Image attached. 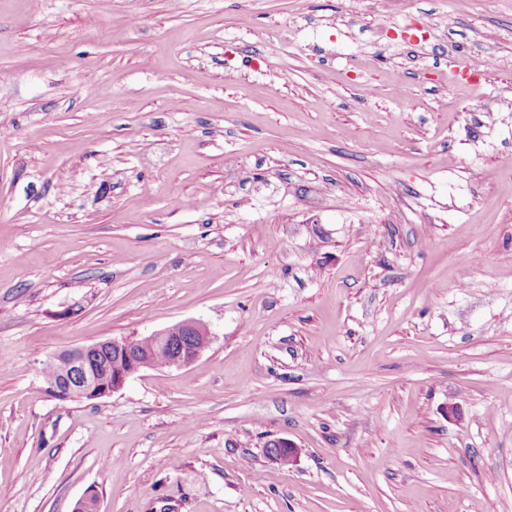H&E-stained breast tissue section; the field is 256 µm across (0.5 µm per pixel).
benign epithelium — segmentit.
Returning a JSON list of instances; mask_svg holds the SVG:
<instances>
[{"instance_id": "obj_1", "label": "benign epithelium", "mask_w": 512, "mask_h": 512, "mask_svg": "<svg viewBox=\"0 0 512 512\" xmlns=\"http://www.w3.org/2000/svg\"><path fill=\"white\" fill-rule=\"evenodd\" d=\"M149 339L169 349L165 367L181 368L195 361L211 342L209 330L200 322L185 320L159 330ZM112 348L116 358L112 364V384L102 385L95 379V357L101 348ZM59 381L51 387L57 397L100 398L119 391L126 381L141 369L137 343L127 339H107L89 346L65 349L53 356ZM267 454L282 465H291L298 450L286 439L267 442Z\"/></svg>"}]
</instances>
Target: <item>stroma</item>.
Returning a JSON list of instances; mask_svg holds the SVG:
<instances>
[{"label": "stroma", "instance_id": "1", "mask_svg": "<svg viewBox=\"0 0 512 512\" xmlns=\"http://www.w3.org/2000/svg\"><path fill=\"white\" fill-rule=\"evenodd\" d=\"M1 100L0 512H512V0H0ZM151 339L156 344L169 349L165 367L181 368L195 361L211 342L209 330L200 322L185 320L159 330L152 335L137 340L142 347L153 353ZM203 339V345L199 344ZM103 345H108L112 349H102L101 351ZM137 346L134 341L112 338L89 346L62 350L52 357L58 366V383L52 386L58 379L57 368L53 360L48 361L43 367L44 379L48 387L52 386L50 389L57 397L100 398L111 395L119 391L126 381L140 369L164 368L163 361L167 354L166 351L154 353L153 359L141 368L142 363ZM98 352L99 357L96 362L99 368L96 375L101 382L110 380V374L107 371L108 364L112 362V357L116 358L114 364L109 367L112 372L111 385H101L95 379V357ZM62 398L59 400H65ZM274 444L277 447H274ZM267 454L281 465H291L295 461L298 450L288 440L275 439L267 442Z\"/></svg>", "mask_w": 512, "mask_h": 512}]
</instances>
